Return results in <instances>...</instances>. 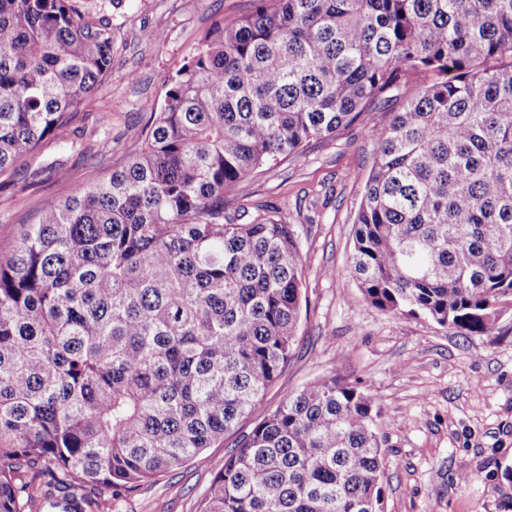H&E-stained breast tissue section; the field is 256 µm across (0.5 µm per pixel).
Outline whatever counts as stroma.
Returning <instances> with one entry per match:
<instances>
[{"mask_svg":"<svg viewBox=\"0 0 512 512\" xmlns=\"http://www.w3.org/2000/svg\"><path fill=\"white\" fill-rule=\"evenodd\" d=\"M112 29V67L71 122L13 173L0 177V259L44 200L65 199L81 181H101L139 149L145 100L162 101L175 74L217 21L251 12L253 0H73ZM403 92L335 138L311 142L259 169L225 200L224 212L268 214L294 226L303 255L307 309L295 357L262 409L323 376L369 389L385 457L384 512H512V309L496 333L450 335L424 315H395L365 302L346 271L353 221L375 160L365 125L383 122ZM251 422L179 469L136 490L103 497L102 512H199L224 459ZM474 473L462 481L459 461Z\"/></svg>","mask_w":512,"mask_h":512,"instance_id":"stroma-1","label":"stroma"}]
</instances>
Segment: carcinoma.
<instances>
[{
	"instance_id": "cac0c4a2",
	"label": "carcinoma",
	"mask_w": 512,
	"mask_h": 512,
	"mask_svg": "<svg viewBox=\"0 0 512 512\" xmlns=\"http://www.w3.org/2000/svg\"><path fill=\"white\" fill-rule=\"evenodd\" d=\"M112 64L72 0H0V174ZM426 81L384 124L348 270L370 305L489 336L512 303V0H255L171 77L143 148L0 260V512H92L224 440L296 350L293 225L224 195ZM380 409L327 376L258 416L199 512H382Z\"/></svg>"
}]
</instances>
